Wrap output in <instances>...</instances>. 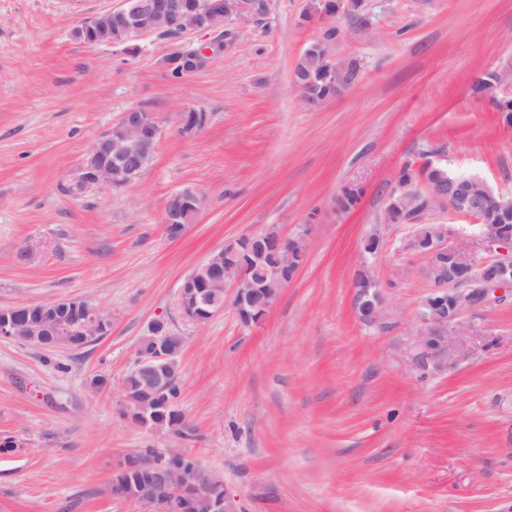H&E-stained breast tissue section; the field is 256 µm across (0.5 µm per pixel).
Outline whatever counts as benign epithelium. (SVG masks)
Segmentation results:
<instances>
[{"mask_svg":"<svg viewBox=\"0 0 512 512\" xmlns=\"http://www.w3.org/2000/svg\"><path fill=\"white\" fill-rule=\"evenodd\" d=\"M250 0H196L192 9L184 8L182 0H123L121 32L127 37L170 30H218L224 19L250 8ZM85 39L94 42L112 40V30H103L91 20L78 28ZM224 51V40L192 50V57L175 48L164 60L167 68L174 63L191 60L198 64ZM324 69L321 80L341 87V69L326 45L322 51ZM205 121L201 113H181V130L192 134ZM119 125L124 137L112 140L102 135L93 145L89 159L82 163L81 174L67 183L68 193L82 197L91 190L118 188L139 179L140 164L151 155L162 137L163 127L156 115L131 108L122 113ZM432 176L424 177V193L412 191L403 184L399 193L401 204L410 214L416 212L414 200L429 199L427 209L446 205L453 211L474 217L479 225L477 236L470 238L448 230L445 224H433L426 243L412 239L410 248L425 255L427 273L435 283L433 293L452 296L446 308L437 306L432 298L424 300L420 318L423 329L415 355L423 370L451 369L470 359L486 343V337L461 321L465 307L493 304L501 292L512 288V232L504 224H494L488 209L512 212V197L496 192L477 175L451 177L444 169L426 165ZM309 229L288 236L277 227L260 234L238 236L249 241L251 262L236 264L224 260V248L209 254L199 266L183 279L179 289V308L185 318L198 324L208 323L224 310L220 301L230 299L245 326L259 324L278 302L284 288L303 267ZM359 296L357 311L366 322L375 323L380 315L378 283L364 270L355 278ZM112 329V318L101 309L78 298H60L40 304H19L0 308V337L26 336L39 346H57L68 338L106 336ZM180 350L168 340L166 323L155 320L147 335L136 346V365L146 376V399L130 412L131 420L143 425L156 415L152 400L164 391L159 366L175 362ZM172 461L153 472L139 492L143 505H154L168 495H180L179 455L167 450Z\"/></svg>","mask_w":512,"mask_h":512,"instance_id":"7a95c632","label":"benign epithelium"}]
</instances>
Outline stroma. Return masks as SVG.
Instances as JSON below:
<instances>
[{"instance_id": "stroma-1", "label": "stroma", "mask_w": 512, "mask_h": 512, "mask_svg": "<svg viewBox=\"0 0 512 512\" xmlns=\"http://www.w3.org/2000/svg\"><path fill=\"white\" fill-rule=\"evenodd\" d=\"M264 2L216 33L94 45L77 29L122 0H0V307L78 297L112 317L81 355L0 337V442L13 443L0 451V512H159L108 492L116 460L141 448L190 449L233 512H512V289L463 314L487 347L451 371L418 368L433 284L409 243L422 223L478 227L445 206L417 224L385 219L407 164L512 197V124L494 107L512 85L475 90L512 62V0H363L328 20L312 0ZM329 27L352 78L311 107L293 71ZM219 35L224 51L203 70L164 67L174 44ZM131 107L163 126L150 165L124 188L68 195ZM186 109L207 114L191 136ZM184 189L204 203L173 238L164 203ZM273 226L311 236L264 322L245 327L229 304L206 325L186 319L192 268ZM362 265L380 284L374 324L354 304ZM158 318L184 338L181 432L135 425L122 394Z\"/></svg>"}]
</instances>
